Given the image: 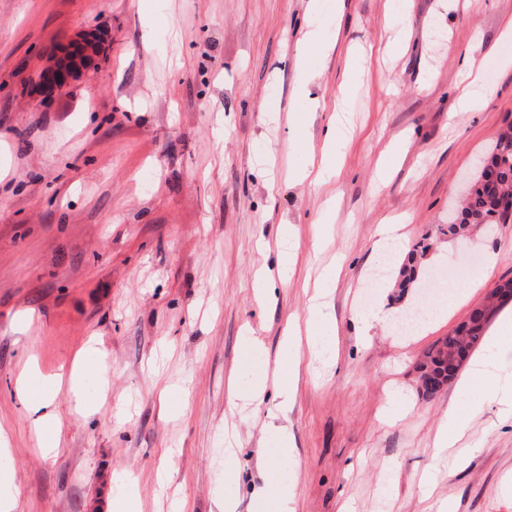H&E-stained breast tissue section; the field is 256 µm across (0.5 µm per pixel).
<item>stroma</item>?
<instances>
[{
    "label": "stroma",
    "instance_id": "1",
    "mask_svg": "<svg viewBox=\"0 0 512 512\" xmlns=\"http://www.w3.org/2000/svg\"><path fill=\"white\" fill-rule=\"evenodd\" d=\"M308 10L309 0H0V496L17 512H108L128 472L136 512H261L257 496L280 480L294 487L291 512H512V414L495 397L496 382H512V335L480 345L489 373L472 396L452 381L424 397L417 371L512 278V223L438 232L512 126V0H344L339 15L324 0L321 48L304 41ZM97 34L106 52L43 97L36 85L54 60ZM473 62L483 100L462 112L456 88ZM306 73L310 104L294 95ZM338 115L349 128L333 146L340 168L301 178ZM390 217L406 220L405 248L430 245L403 293L377 274L402 264L374 250ZM335 262L337 360L324 366L300 345L295 463L281 472L280 438L263 426L274 387L239 413L230 401L275 367ZM265 267L275 291L262 301ZM460 268L481 273L480 286ZM455 294L430 330L395 334L403 314ZM372 307L385 318L367 331L359 315ZM89 340L108 378L84 368L82 396L61 386L57 423L34 426L17 394L28 361L37 393ZM393 386L406 396L399 418ZM452 406L469 419L460 466L434 445ZM41 436L58 440L57 454L41 453Z\"/></svg>",
    "mask_w": 512,
    "mask_h": 512
}]
</instances>
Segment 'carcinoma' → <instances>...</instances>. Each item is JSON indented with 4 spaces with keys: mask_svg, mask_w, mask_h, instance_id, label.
Wrapping results in <instances>:
<instances>
[{
    "mask_svg": "<svg viewBox=\"0 0 512 512\" xmlns=\"http://www.w3.org/2000/svg\"><path fill=\"white\" fill-rule=\"evenodd\" d=\"M512 207V127L504 130L493 146L480 160V172L468 188V197L462 204L457 223L446 224L440 233L450 237L461 236L470 228L480 225L490 231L497 224L512 222L503 205ZM429 246L421 243L409 250L406 262L399 268L398 287L405 289L418 276V252H426ZM492 309L476 308L469 314L473 327L467 334H450L440 339L425 355L419 365V388L427 397L439 390L448 379V362L454 354L469 357L472 349L482 341L491 317Z\"/></svg>",
    "mask_w": 512,
    "mask_h": 512,
    "instance_id": "1",
    "label": "carcinoma"
}]
</instances>
